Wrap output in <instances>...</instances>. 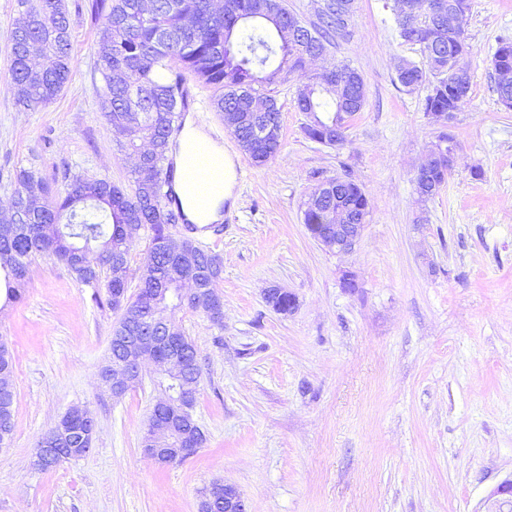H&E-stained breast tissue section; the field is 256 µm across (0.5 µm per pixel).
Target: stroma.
<instances>
[{"instance_id":"stroma-1","label":"stroma","mask_w":512,"mask_h":512,"mask_svg":"<svg viewBox=\"0 0 512 512\" xmlns=\"http://www.w3.org/2000/svg\"><path fill=\"white\" fill-rule=\"evenodd\" d=\"M92 2L64 0L69 79L51 104L27 109L10 89L17 0H0V209L23 168L60 195L76 176L131 185L132 158L99 104ZM393 7L354 0L330 49L366 89L341 144L304 134L297 73L276 88L281 149L261 167L211 107L213 89L198 88L189 107L242 169L221 221L169 227L223 263L222 322L176 314L201 373L194 417L207 441L195 455L166 465L144 455L158 398L152 367L122 397L102 390L118 311L105 288L81 285L55 256L31 257L22 301L0 305L15 392L0 512H198L215 480L235 486L248 512H482L512 476V110L498 101L491 63L499 39H512V0H471L472 90L450 124L454 168L429 198L413 177L439 129L424 91L397 81L398 63L423 54L398 38ZM336 177L353 179L369 201L346 253L326 249L303 222L311 190ZM271 288L294 296L293 311L268 306ZM75 406L95 416L91 450L35 466L39 440Z\"/></svg>"}]
</instances>
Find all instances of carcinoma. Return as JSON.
Listing matches in <instances>:
<instances>
[{"instance_id": "carcinoma-1", "label": "carcinoma", "mask_w": 512, "mask_h": 512, "mask_svg": "<svg viewBox=\"0 0 512 512\" xmlns=\"http://www.w3.org/2000/svg\"><path fill=\"white\" fill-rule=\"evenodd\" d=\"M17 17L8 37L12 57L11 89L17 103L25 108L46 106L62 91L71 70V32L63 0H17ZM324 0L317 21L304 25L306 40L293 46L282 36L288 28V9L279 0H95L93 8L102 19L96 54L105 83L101 108L119 143L139 153L151 146L153 175L147 178L140 165L131 171L132 192L127 193L106 178H75L65 194L51 196L48 183L32 171L16 176L11 208L0 220L19 225L10 238L0 237V276L6 299H22L27 282L29 258L48 252L63 262L77 280L89 288L105 282L107 291L127 290L129 250L133 233L147 229L151 246L141 274L139 292L129 305L140 317L155 316L158 306L176 313L184 308L207 312L201 306L180 301L173 291L180 288L181 270L161 252L168 226L189 223L182 211L168 208L171 198L167 172L173 130L184 128L188 106L179 93L180 80L190 73L218 91L212 107L232 112V129L241 149L256 166L274 159L281 146V111L272 85L283 71H304L326 56L334 37L345 32L352 13L344 14L337 3ZM192 17L196 27L187 29ZM399 38L418 44L425 64L397 72L399 84L408 92L430 87L426 112H456L469 98L472 76L456 85L448 76V62L436 48L446 38L457 43V64L469 70L465 58L470 46L464 29L446 22L443 28L419 16L395 15ZM151 65L139 69L141 60ZM492 66L497 96H502V72L512 73V41L504 40L495 51ZM432 78H427L426 73ZM360 100H340L336 89L316 82L296 92L295 104L307 122L303 130L313 141L324 142L325 133L342 120L361 111ZM346 211L360 214L369 207L361 187L351 180L343 184ZM304 223L320 233L336 217V186L318 185L310 192L304 209ZM197 269L202 271V288L209 298L222 301L217 284L222 265L218 255L189 244ZM15 394L0 392V438L14 430Z\"/></svg>"}]
</instances>
